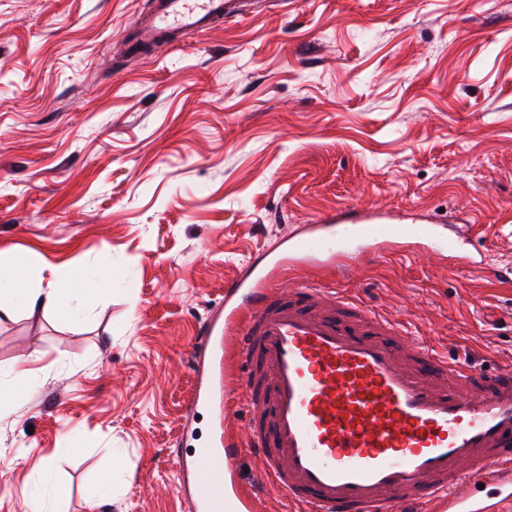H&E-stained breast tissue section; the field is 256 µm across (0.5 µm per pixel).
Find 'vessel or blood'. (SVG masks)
Segmentation results:
<instances>
[{"instance_id":"b4317fda","label":"vessel or blood","mask_w":512,"mask_h":512,"mask_svg":"<svg viewBox=\"0 0 512 512\" xmlns=\"http://www.w3.org/2000/svg\"><path fill=\"white\" fill-rule=\"evenodd\" d=\"M240 0H154L144 41L202 32L239 16ZM413 228L356 205L288 237L274 263L231 285L194 350L195 405L236 395L240 431L178 455L194 512H223L241 449L296 512H402L440 501L447 512H498L512 498V367L481 371L414 342L406 327L319 283L277 282L284 267L328 265L403 245ZM495 482L497 501L460 493Z\"/></svg>"}]
</instances>
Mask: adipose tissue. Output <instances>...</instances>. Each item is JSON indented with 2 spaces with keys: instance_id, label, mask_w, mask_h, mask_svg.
Returning <instances> with one entry per match:
<instances>
[{
  "instance_id": "1",
  "label": "adipose tissue",
  "mask_w": 512,
  "mask_h": 512,
  "mask_svg": "<svg viewBox=\"0 0 512 512\" xmlns=\"http://www.w3.org/2000/svg\"><path fill=\"white\" fill-rule=\"evenodd\" d=\"M34 272L30 258L0 261V313L10 314L16 306L28 310L69 306L75 314L82 315L112 290V270L108 267L94 272L73 270L44 286L31 284Z\"/></svg>"
}]
</instances>
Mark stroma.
Wrapping results in <instances>:
<instances>
[{
	"instance_id": "35a3bbf8",
	"label": "stroma",
	"mask_w": 512,
	"mask_h": 512,
	"mask_svg": "<svg viewBox=\"0 0 512 512\" xmlns=\"http://www.w3.org/2000/svg\"><path fill=\"white\" fill-rule=\"evenodd\" d=\"M151 6L0 0V255L114 271L83 322L0 317V512H190L176 455L215 437L187 413L202 327L259 252L340 206L444 213L485 261L419 239L295 277L452 360L512 365V0H250L141 51ZM236 468L258 512H288L254 453Z\"/></svg>"
}]
</instances>
